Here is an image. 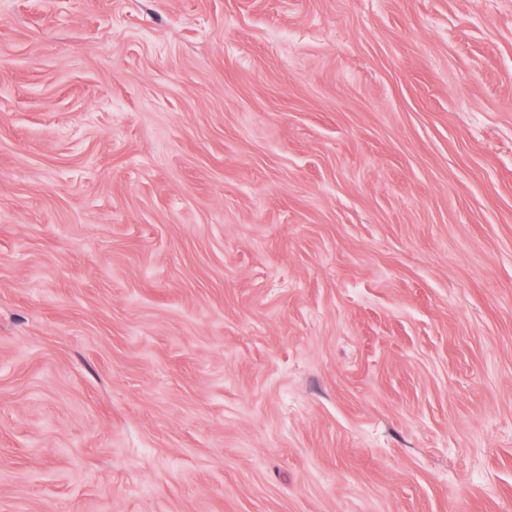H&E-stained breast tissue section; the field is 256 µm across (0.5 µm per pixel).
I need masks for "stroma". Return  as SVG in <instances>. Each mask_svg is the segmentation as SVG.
Segmentation results:
<instances>
[{
  "label": "stroma",
  "instance_id": "obj_1",
  "mask_svg": "<svg viewBox=\"0 0 512 512\" xmlns=\"http://www.w3.org/2000/svg\"><path fill=\"white\" fill-rule=\"evenodd\" d=\"M0 512H512V0H0Z\"/></svg>",
  "mask_w": 512,
  "mask_h": 512
}]
</instances>
